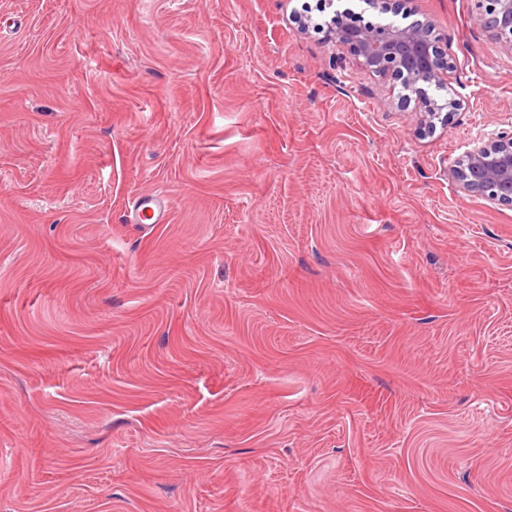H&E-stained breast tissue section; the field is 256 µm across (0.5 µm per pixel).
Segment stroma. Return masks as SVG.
Here are the masks:
<instances>
[{
	"mask_svg": "<svg viewBox=\"0 0 512 512\" xmlns=\"http://www.w3.org/2000/svg\"><path fill=\"white\" fill-rule=\"evenodd\" d=\"M316 3L0 0V512H512V51L415 0L424 134ZM451 176L465 196L512 205V124L456 159ZM168 202L164 195L136 198L130 211V222L152 227L166 222Z\"/></svg>",
	"mask_w": 512,
	"mask_h": 512,
	"instance_id": "stroma-1",
	"label": "stroma"
}]
</instances>
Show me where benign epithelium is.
<instances>
[{
    "label": "benign epithelium",
    "instance_id": "7a95c632",
    "mask_svg": "<svg viewBox=\"0 0 512 512\" xmlns=\"http://www.w3.org/2000/svg\"><path fill=\"white\" fill-rule=\"evenodd\" d=\"M413 0H370L382 13L413 16ZM476 18L512 52V0H473ZM355 16L349 8L334 11L326 22L325 38L346 47L363 69L400 83L403 103H420V125L424 131L446 124L460 109L449 79L453 58L442 47L447 36L428 17L406 25H380ZM446 91L439 101L432 91ZM451 176L466 196H480L512 205V124L493 132L457 158Z\"/></svg>",
    "mask_w": 512,
    "mask_h": 512
}]
</instances>
